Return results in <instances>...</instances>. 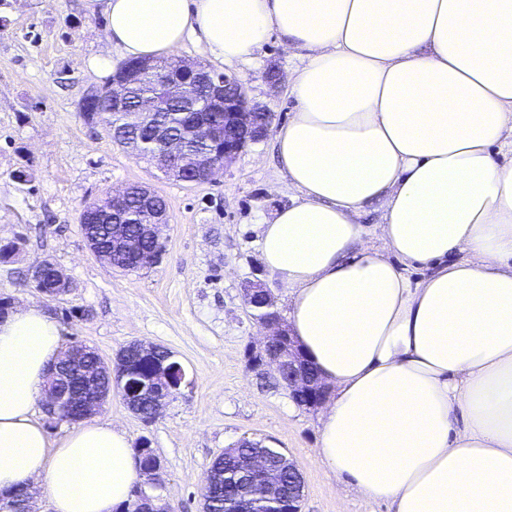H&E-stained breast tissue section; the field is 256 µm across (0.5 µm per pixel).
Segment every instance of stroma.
I'll list each match as a JSON object with an SVG mask.
<instances>
[{
  "instance_id": "35a3bbf8",
  "label": "stroma",
  "mask_w": 512,
  "mask_h": 512,
  "mask_svg": "<svg viewBox=\"0 0 512 512\" xmlns=\"http://www.w3.org/2000/svg\"><path fill=\"white\" fill-rule=\"evenodd\" d=\"M121 59L109 42L101 9L90 0H6L0 6V298L34 305L56 322L63 344L82 342L113 360L131 342L163 347L183 367L179 392L150 423L120 394L96 413L125 432L132 448L149 442L160 461L156 494L172 512H202L209 463L248 438L281 449L301 470V512H388V505L341 493L319 457L318 410L287 392L261 386L247 370L245 349L265 328L243 299L262 267L257 227L296 196L279 171L273 136L250 144L217 181L188 185L164 178L113 143L103 124L84 121L78 103L107 74L89 58ZM248 99L282 127L295 103L288 73L300 61L270 38L252 61L226 65ZM26 172L27 181L16 180ZM132 183L166 201L165 252L152 266L113 270L88 250L80 214L86 203ZM51 259L70 290L45 299L27 278Z\"/></svg>"
}]
</instances>
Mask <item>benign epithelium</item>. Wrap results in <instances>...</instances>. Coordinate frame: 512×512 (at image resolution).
I'll return each instance as SVG.
<instances>
[{
  "mask_svg": "<svg viewBox=\"0 0 512 512\" xmlns=\"http://www.w3.org/2000/svg\"><path fill=\"white\" fill-rule=\"evenodd\" d=\"M179 76H169L153 68L149 62L134 64L122 70L112 79L105 93L92 88L82 97L81 112L94 120L103 105L122 113V122L134 130L142 125L153 128L154 151L146 154L151 164L164 177L184 181V173L190 170L199 174L195 183L211 180L210 170L214 165L228 166L251 143L265 138L272 124L266 109L252 104L246 94L238 88L233 77L222 79L215 76L199 62L178 64ZM150 77L156 90L138 100V106L128 108L130 87L139 80ZM206 88L205 110L224 113V123L217 124L209 118L200 119L182 130V138L170 136L165 113L161 112L167 99L179 98L189 103L196 101L201 88ZM200 141L219 147L211 154L197 152L184 147L188 141ZM144 204L141 215L145 233L156 244H162L161 229L168 224L167 209L154 206L158 194L148 185L136 186ZM129 187L110 190L104 194L109 206L105 208L85 207L80 214V224H96L109 217L110 224L121 226L129 219L125 207ZM30 280L45 297L56 300L70 290L62 271L45 259L31 267ZM245 302L250 307H263L266 312L260 321L267 326L268 334L259 345L246 350L247 368L255 378L268 379V368H275L277 376L287 374L284 390L294 402L307 407H317L326 399L327 387L305 364V357L286 329L278 312L273 310L274 300L270 289L257 281L245 289ZM184 382V371L171 353L156 364L155 374L149 383L134 380L125 370L123 353H118L115 362H106L93 348L81 343L70 345L61 359L48 370L46 377L45 406L49 415L69 421H79L96 413L105 404L117 387L126 405L142 391L150 392L152 399L151 418L160 413L164 401ZM245 478L238 490L235 507L237 512H300L303 493L285 495L281 491L278 470L270 467L268 457L256 452L243 463ZM145 482L157 489L163 483L159 461L142 468ZM15 504L9 512H34L33 494L26 483L19 485L14 493Z\"/></svg>",
  "mask_w": 512,
  "mask_h": 512,
  "instance_id": "1",
  "label": "benign epithelium"
}]
</instances>
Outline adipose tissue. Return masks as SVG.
<instances>
[{
	"mask_svg": "<svg viewBox=\"0 0 512 512\" xmlns=\"http://www.w3.org/2000/svg\"><path fill=\"white\" fill-rule=\"evenodd\" d=\"M126 58L194 40L232 65L277 35L302 59L275 135L297 196L261 257L331 395L319 456L389 512H512V0H103ZM379 205L371 235L358 219ZM427 275L411 282L409 267ZM62 349L34 306L0 318V495L115 512L141 480L125 433L49 441L35 407ZM30 488L34 492V499L37 497L38 512H52L53 510L48 497L35 483L31 487L26 483L19 484V488L13 496L15 504L11 510L6 512H36L32 508L33 494Z\"/></svg>",
	"mask_w": 512,
	"mask_h": 512,
	"instance_id": "ef3b65f1",
	"label": "adipose tissue"
}]
</instances>
